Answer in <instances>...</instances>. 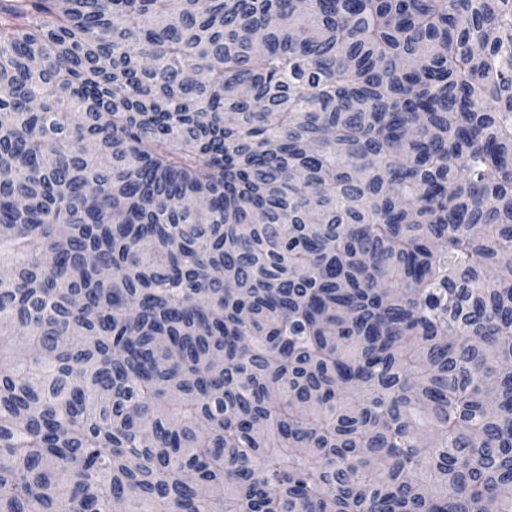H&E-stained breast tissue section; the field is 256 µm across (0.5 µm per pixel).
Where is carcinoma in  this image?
Here are the masks:
<instances>
[{"mask_svg":"<svg viewBox=\"0 0 512 512\" xmlns=\"http://www.w3.org/2000/svg\"><path fill=\"white\" fill-rule=\"evenodd\" d=\"M0 512H512V0H0Z\"/></svg>","mask_w":512,"mask_h":512,"instance_id":"1","label":"carcinoma"}]
</instances>
